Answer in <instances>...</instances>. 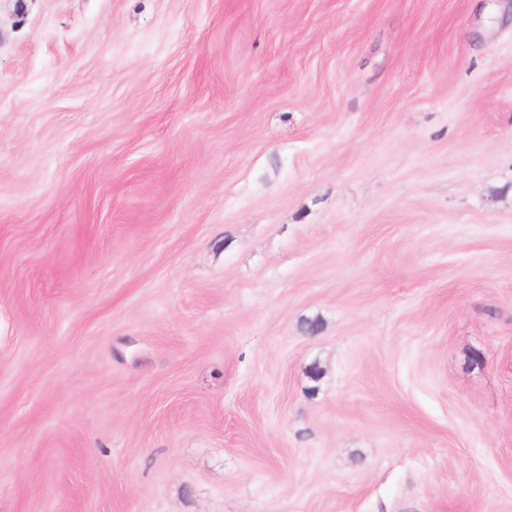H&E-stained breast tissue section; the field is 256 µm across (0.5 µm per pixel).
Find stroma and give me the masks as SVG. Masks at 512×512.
Here are the masks:
<instances>
[{
    "label": "stroma",
    "instance_id": "35a3bbf8",
    "mask_svg": "<svg viewBox=\"0 0 512 512\" xmlns=\"http://www.w3.org/2000/svg\"><path fill=\"white\" fill-rule=\"evenodd\" d=\"M0 512H512V0H0Z\"/></svg>",
    "mask_w": 512,
    "mask_h": 512
}]
</instances>
